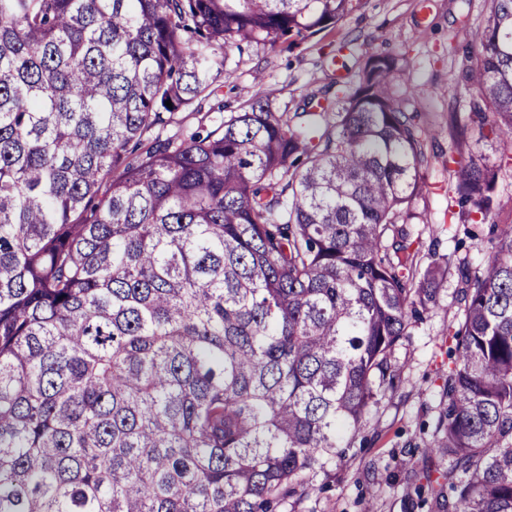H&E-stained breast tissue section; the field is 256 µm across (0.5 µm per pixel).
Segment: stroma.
Listing matches in <instances>:
<instances>
[{
  "mask_svg": "<svg viewBox=\"0 0 512 512\" xmlns=\"http://www.w3.org/2000/svg\"><path fill=\"white\" fill-rule=\"evenodd\" d=\"M485 16L486 0H361L357 10L299 48L261 43L243 54L229 51L228 73L215 82L214 98L235 108L263 89L293 105L335 81L338 49L346 51L350 82L368 56L395 57L393 87L413 97L432 135L427 188L414 203L416 217L408 229L437 262L451 269L463 260L476 266L495 252L497 240L464 234L473 215L456 202L455 172L465 159L455 149L450 121L458 119L473 150L485 153L490 163L506 153V145L470 123L471 91L460 77L469 34ZM457 287L451 273L436 305L396 348V386L368 409L353 447L329 465L328 475L315 478L307 495L286 501L279 512H442L429 488L448 460L427 448L439 434L450 362L443 331L457 311L452 303Z\"/></svg>",
  "mask_w": 512,
  "mask_h": 512,
  "instance_id": "stroma-1",
  "label": "stroma"
}]
</instances>
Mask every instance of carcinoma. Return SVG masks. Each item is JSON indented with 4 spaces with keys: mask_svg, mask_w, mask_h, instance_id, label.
Segmentation results:
<instances>
[{
    "mask_svg": "<svg viewBox=\"0 0 512 512\" xmlns=\"http://www.w3.org/2000/svg\"><path fill=\"white\" fill-rule=\"evenodd\" d=\"M359 7L0 0V512H277L395 386L448 267L421 265L403 225L428 132L394 59L292 112L263 91L204 134L147 137L207 106L226 51L291 49ZM470 42L469 118L512 144V0H487ZM455 145L459 203L484 222L497 169ZM497 231L482 267H457L450 512H512Z\"/></svg>",
    "mask_w": 512,
    "mask_h": 512,
    "instance_id": "carcinoma-1",
    "label": "carcinoma"
}]
</instances>
